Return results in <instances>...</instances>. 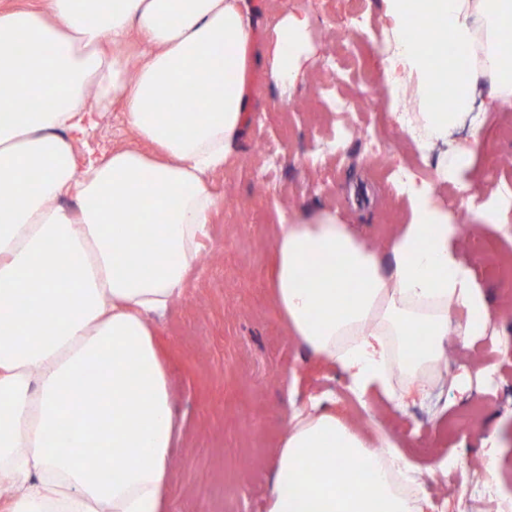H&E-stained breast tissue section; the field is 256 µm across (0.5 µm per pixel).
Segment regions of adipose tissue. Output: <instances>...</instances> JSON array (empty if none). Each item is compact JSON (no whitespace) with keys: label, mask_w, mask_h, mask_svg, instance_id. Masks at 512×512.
<instances>
[{"label":"adipose tissue","mask_w":512,"mask_h":512,"mask_svg":"<svg viewBox=\"0 0 512 512\" xmlns=\"http://www.w3.org/2000/svg\"><path fill=\"white\" fill-rule=\"evenodd\" d=\"M406 28L401 63L417 71L431 136L447 138L490 76L512 104V0H385ZM306 22L282 21L274 75L296 77ZM136 34L142 61L112 53ZM253 40L248 0H41L0 10V512H170L176 421L151 320L181 297L219 205L207 184L242 132ZM486 64L458 80L459 55ZM183 99L188 112L157 111ZM121 102L126 125L157 150L102 157L75 146L94 113ZM77 201L70 212L62 198ZM411 217L388 259L336 214L281 225L272 282L291 332L350 380L395 400L437 367L449 334L484 335L493 317L452 247L461 228L410 189ZM464 311L456 322L454 311ZM70 452H57L60 439ZM328 409L293 412L269 512H424L399 486L410 465ZM96 451L94 463L79 456Z\"/></svg>","instance_id":"adipose-tissue-1"}]
</instances>
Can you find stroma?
Listing matches in <instances>:
<instances>
[{
    "instance_id": "stroma-1",
    "label": "stroma",
    "mask_w": 512,
    "mask_h": 512,
    "mask_svg": "<svg viewBox=\"0 0 512 512\" xmlns=\"http://www.w3.org/2000/svg\"><path fill=\"white\" fill-rule=\"evenodd\" d=\"M251 7L245 124L223 169L210 177L222 206L182 296L154 324L179 424L167 488L173 512H268L287 419L313 397L331 402L355 429L387 438L413 465L433 512H460L462 484L486 476L512 499V285L494 274L512 265V215L493 224L475 216L512 182V108L491 107L496 89L481 83L474 114L447 140L427 142L419 76L405 69L400 101L383 98L379 112H336L331 98L375 96L385 76L382 52L405 36L384 0H251ZM291 11L308 26L301 73L282 81L271 72L268 48ZM354 12L364 15V27L351 26ZM329 59L342 75L331 85ZM351 122L362 136L343 140ZM375 135L386 143V162L370 151ZM126 146L154 152L116 105L97 117L77 150L107 154ZM457 150L471 161L454 184L438 173ZM402 169L431 184L435 204L453 200L448 216L465 230L456 254L495 316L470 343L449 336L439 367L424 377L428 398L399 410L378 395L358 402L345 375L293 336L273 305L271 279L279 226L296 213H335L387 256L394 231L410 216L407 188L396 177ZM455 458L462 467L441 469Z\"/></svg>"
}]
</instances>
